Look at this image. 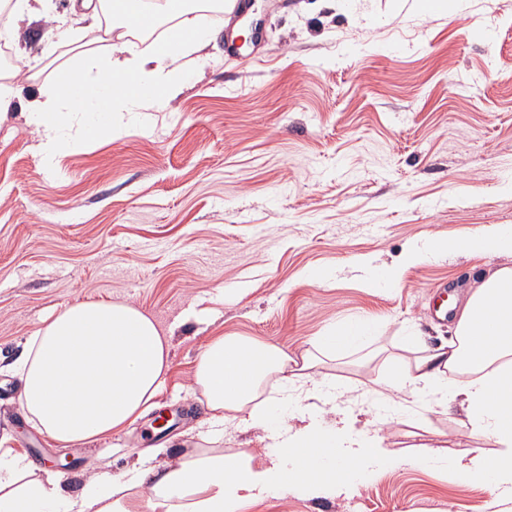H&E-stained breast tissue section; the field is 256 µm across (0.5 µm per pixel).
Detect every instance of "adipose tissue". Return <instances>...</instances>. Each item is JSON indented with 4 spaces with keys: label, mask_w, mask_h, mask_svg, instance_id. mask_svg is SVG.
<instances>
[{
    "label": "adipose tissue",
    "mask_w": 512,
    "mask_h": 512,
    "mask_svg": "<svg viewBox=\"0 0 512 512\" xmlns=\"http://www.w3.org/2000/svg\"><path fill=\"white\" fill-rule=\"evenodd\" d=\"M107 9L116 38L111 54L78 46L67 68L24 109L45 159L120 129L127 113L177 97L197 72L198 52L218 37L197 0H162L156 12L144 0H71L68 15L55 20L54 38L71 41L76 24H96L99 11ZM165 18L174 25L162 44L142 50L126 40L131 23L151 28ZM451 249L510 258L512 227H489L461 241L434 237L404 261L414 264ZM456 336L453 349L396 359L383 387L459 401L473 432L496 449L492 456L475 452L463 467L466 476L490 482L512 499V266L499 267L471 291ZM169 367V343L148 314L123 303L83 301L31 337L15 370L29 419L56 442L74 445L135 422ZM314 367L311 357L294 361L276 344L212 338L196 370L209 423L236 421L260 429L269 441L265 451L240 448L162 468L142 459L122 476L91 480L81 494L65 497L56 484L35 477L23 456L0 448V512H136L133 491L143 486L148 512H240L244 502L271 493L330 497L353 480L402 464L368 431L314 419L293 426L304 399L336 393ZM272 379L282 398H264Z\"/></svg>",
    "instance_id": "ef3b65f1"
}]
</instances>
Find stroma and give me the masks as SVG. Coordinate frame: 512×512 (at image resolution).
<instances>
[{
	"label": "stroma",
	"mask_w": 512,
	"mask_h": 512,
	"mask_svg": "<svg viewBox=\"0 0 512 512\" xmlns=\"http://www.w3.org/2000/svg\"><path fill=\"white\" fill-rule=\"evenodd\" d=\"M413 2L252 0L230 23L236 50L220 39L202 50L178 97L50 162L21 112L72 48L53 45L37 73H15L16 111L0 124V446L72 496L142 453L164 466L262 449L258 431L235 423L208 441L194 383L205 343L241 336L318 353L319 373L343 393L308 399L310 409L377 431L407 459L346 496L285 494L241 512H483L495 502L493 486L413 462L423 444L452 464L477 448L493 454L457 403L415 398L392 422L373 421L369 391L392 358L453 341L452 320L432 312L437 293L465 296L506 263L446 253L403 267V253L512 225V0H460L440 16ZM394 265L396 285L374 284ZM101 300L170 331V368L132 425L65 446L25 416L12 366L59 311ZM344 320L370 323L374 338L319 353L318 336Z\"/></svg>",
	"instance_id": "stroma-1"
}]
</instances>
